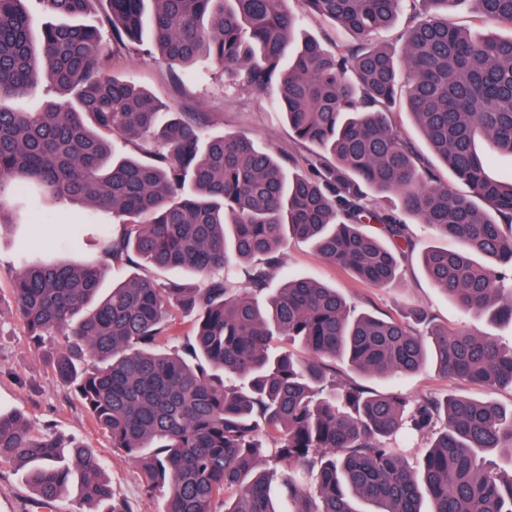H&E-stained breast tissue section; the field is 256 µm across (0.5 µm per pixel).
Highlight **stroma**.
Returning a JSON list of instances; mask_svg holds the SVG:
<instances>
[{
  "label": "stroma",
  "mask_w": 512,
  "mask_h": 512,
  "mask_svg": "<svg viewBox=\"0 0 512 512\" xmlns=\"http://www.w3.org/2000/svg\"><path fill=\"white\" fill-rule=\"evenodd\" d=\"M112 72L142 86L171 111L209 113L212 133L252 138L259 147L280 153L291 165H306L312 157V147L293 139L278 112L275 90L262 94L245 91L225 80L219 71L203 77L194 68L182 70V83L176 87L166 66L126 52L114 55ZM75 221L70 206L65 205L42 227L17 224L0 233V409L20 411L36 428L55 427L63 437L96 449L106 463L115 493L129 502L132 512H160L162 492L147 493L138 468L120 449L112 447L73 392L58 381L47 361V350L33 346L26 326L15 313L8 272L19 267L23 257L49 264L70 261L99 265L105 268L110 281L118 282L129 275L127 266L102 255L97 245L98 226L79 227ZM409 231L416 247L391 287L374 288L360 283L347 270L322 259L310 243L296 239L288 240L271 285L280 287L291 276H311L338 288L357 309L399 317L420 305L431 312L437 323L487 334L511 346V322L492 323L482 316L463 315L427 277L421 263L424 249L437 245L455 251L459 242L450 237L436 238L426 225L414 221L410 222ZM361 380L374 390L413 398L451 393L512 405L511 390L490 392L476 384L443 378L430 368L393 381L368 376ZM31 497L22 470L11 463L1 464L0 512H25Z\"/></svg>",
  "instance_id": "stroma-1"
}]
</instances>
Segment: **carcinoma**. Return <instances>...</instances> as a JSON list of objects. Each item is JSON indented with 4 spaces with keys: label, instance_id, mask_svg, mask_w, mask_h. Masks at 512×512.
<instances>
[{
    "label": "carcinoma",
    "instance_id": "carcinoma-1",
    "mask_svg": "<svg viewBox=\"0 0 512 512\" xmlns=\"http://www.w3.org/2000/svg\"><path fill=\"white\" fill-rule=\"evenodd\" d=\"M99 0H0V231L13 200L85 205L114 261L188 272L159 285L134 272L99 295L92 264L26 262L11 272L17 309L57 377L164 492L162 512H512V407L464 396L410 399L336 381L340 359L383 379L426 365L488 390L512 387V346L433 323L358 313L309 277L267 292L288 236L375 288H388L415 243L406 218L463 248L422 254L428 278L465 314L512 321V179L491 177L512 157V35L478 36L448 24L463 0H300L304 12L357 37L333 50L299 32L288 0H104L97 25L79 22ZM480 18L512 27V0H473ZM408 13L399 43L373 35ZM152 56L170 71L210 59L234 84L277 104L295 139L315 149L306 167L243 135L210 133L205 112L166 105L118 76L114 52ZM48 82L31 112L7 102ZM464 194L448 189L392 121L398 97ZM374 230H369V227ZM245 267L234 293L223 272ZM195 333L166 349L172 311ZM299 344L296 355L276 346ZM428 440L415 465L395 446ZM25 472L35 499L75 487L107 512H131L93 449L65 446L19 413L0 410V462ZM304 470L314 492L299 488ZM279 482L293 507L275 505Z\"/></svg>",
    "mask_w": 512,
    "mask_h": 512
}]
</instances>
